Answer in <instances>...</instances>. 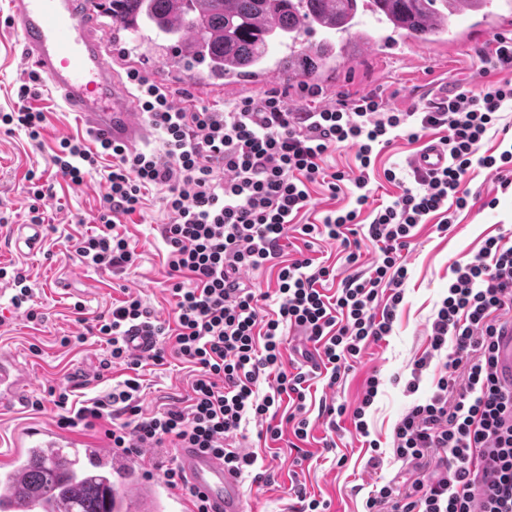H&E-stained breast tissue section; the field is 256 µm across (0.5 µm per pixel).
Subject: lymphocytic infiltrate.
I'll return each instance as SVG.
<instances>
[{"instance_id":"obj_1","label":"lymphocytic infiltrate","mask_w":512,"mask_h":512,"mask_svg":"<svg viewBox=\"0 0 512 512\" xmlns=\"http://www.w3.org/2000/svg\"><path fill=\"white\" fill-rule=\"evenodd\" d=\"M478 57L487 81L407 112L389 108L376 90L340 91L325 104L321 89L311 88L313 103L304 110L289 108L285 87L221 107L196 103L189 95L178 103L169 86L127 69L126 83L142 118L159 134L160 147L134 150L104 138L91 147L71 137L60 141L51 161L57 174L79 186L101 173V159H112L111 171L103 173L106 192L92 218L95 228L75 244L81 262L90 266L121 272L135 266L136 250L117 226L121 216L143 208L151 190L162 191L171 216L161 234L168 275L175 280L173 347L155 348L147 357L129 348L126 337L136 325H147L157 336L166 331L134 295L97 316L94 329L111 362L130 369L147 360L164 364L170 353L191 364L193 394L187 407L146 416L137 403L142 384L135 377L77 404L62 389L53 395L59 426L90 427L104 420L112 447L130 453L160 449L155 468L170 488L187 492L191 512L209 509L189 489L174 449L199 448L237 474L253 473L257 456L237 438L241 423L254 420L264 425L266 437L280 439V427L269 419L284 398L290 403L287 423L297 439H305L307 392L318 371L327 370V384L335 386L347 361L390 334L408 273L404 252L415 228L435 215L439 231L450 228L455 210L469 205L463 182L472 166L499 174L501 188H512V148L479 152L501 112L512 108V78L489 77L512 71V35H493ZM44 84L38 71L26 72L15 109L0 114L1 124L23 130L36 146L45 114L29 101ZM437 129L445 132L440 144L448 153L446 166L414 172V187L369 207L368 171L380 148L397 137L417 140ZM342 146L354 149L357 176L328 171V156ZM345 181L352 206L328 211L318 224L298 223L312 184L335 193ZM365 212L371 217L367 237L378 254L366 272L345 279L336 293L321 287L332 275L329 267L308 257L283 260L284 243L295 232L314 242H340L347 263L356 264L359 253L351 239ZM262 268L277 271L278 308L266 314L260 304L271 295L257 293L244 279ZM451 272L428 330L430 350L414 361L405 390L416 393L428 372L432 387L393 431L395 459L419 475L402 486L391 480L375 487L364 512H512V389L497 377L498 337L512 320V239L488 237L472 256L454 262ZM288 329L313 343L318 363L283 370ZM441 351L445 361L434 364ZM270 368L277 371L275 386L263 396L259 381Z\"/></svg>"}]
</instances>
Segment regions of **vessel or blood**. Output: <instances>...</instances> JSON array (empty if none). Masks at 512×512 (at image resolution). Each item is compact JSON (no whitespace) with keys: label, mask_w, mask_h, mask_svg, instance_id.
Here are the masks:
<instances>
[{"label":"vessel or blood","mask_w":512,"mask_h":512,"mask_svg":"<svg viewBox=\"0 0 512 512\" xmlns=\"http://www.w3.org/2000/svg\"><path fill=\"white\" fill-rule=\"evenodd\" d=\"M95 0H11V22L19 36L24 62L44 74L68 111L108 139L128 145L142 141L147 124L135 114L132 94L108 61L104 37L94 23ZM415 167L434 170L448 161L432 143L412 158ZM498 377L512 387V324L499 338ZM21 368L15 358L0 355V401L22 399ZM178 460L190 486L203 495L210 512H246L240 479L222 459L197 448H182ZM134 455L109 447L76 449L73 468L98 474H128L137 465ZM40 497L20 500L14 488L0 485V512H47Z\"/></svg>","instance_id":"1"}]
</instances>
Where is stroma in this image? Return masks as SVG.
I'll list each match as a JSON object with an SVG mask.
<instances>
[{"label": "stroma", "instance_id": "35a3bbf8", "mask_svg": "<svg viewBox=\"0 0 512 512\" xmlns=\"http://www.w3.org/2000/svg\"><path fill=\"white\" fill-rule=\"evenodd\" d=\"M9 2L0 0V113L11 111L12 86L26 67L18 41L6 23ZM491 9L498 16L493 25L478 26L473 18L462 17L444 44L409 36L395 37L389 43L385 31H374L370 46L355 47L350 59L325 72L317 85L330 98L340 90L378 88L390 107L401 111L410 110L419 97L438 86L452 92L471 88L483 79L476 50L495 34L512 33V8L505 6L504 0H493ZM135 44V35L127 32L111 49L130 57L149 79L188 92L199 103L220 106L235 99V92L223 84L201 80L198 71L180 66L173 51L162 47L142 52ZM32 105L46 115L41 146H32L24 132L9 133L0 126V215L8 219L0 226V267L18 265L27 269L28 284L43 318L28 321L11 304V286L0 279V353L16 357L29 378L26 396L42 397L43 407L38 411L28 405L0 410V456L25 447L32 431L56 425L59 410L48 396L49 388L71 387L74 400L81 401L111 391L129 375L126 366L119 364L100 371L105 345L98 337L88 336L81 344H64V337L76 335L80 329L75 304H83L86 318L92 319L108 313L113 304L133 293L140 295L162 321L171 320L174 306L165 265L167 247L160 235L162 224L170 217L162 207L160 191L149 194L142 212L124 219L123 229L139 253L134 270L115 273L81 263L71 240L87 232L86 222L99 209L105 185L95 178L76 186L54 173L51 155L59 141L85 137L86 128L76 113L65 111L53 91L44 92ZM421 147V142L400 137L380 153L370 174V206L388 203L403 187L413 186L409 161ZM388 168L395 169L398 182L385 180L383 172ZM32 171L41 174L45 185L41 207L46 222L39 225L37 246L31 250L21 240L19 228L29 221L31 200L25 188ZM465 186L474 199L458 213L448 231H438L432 220L417 226L406 252L404 300L397 309L391 334L366 346L358 359L342 370L335 387H326L319 378L311 382L310 426L307 438L300 443L309 455L302 479L310 494L328 502V512H363L375 480L386 481L397 475L412 480L417 476L416 471L402 468L394 458L393 430L415 401L406 392L405 383L414 360L428 347L427 327L448 291L450 267L454 261L477 252L486 238L512 235V193L501 191L496 174L473 167ZM494 197L498 205L488 208V200ZM303 250L316 262L333 268L340 280L366 271L377 252L371 242L362 241L358 263L351 266L337 244L322 242L309 249L302 236H291L289 258H298ZM141 374L139 405L143 413L187 406L193 380L187 364L171 357L165 365L145 366ZM373 375L379 378L380 386L366 413L369 437L356 433L350 416L338 418L333 427L319 417L317 407L325 398L354 406ZM259 431V425L253 422L244 429L249 448L258 456L256 472L269 474L272 480L257 484L251 476H243L246 507L248 512H283L293 468L288 447L293 434L287 428L282 439L272 441L260 438ZM328 438L336 443L330 451L323 446ZM371 439L380 445L382 464L377 469L367 465L372 453L367 442ZM159 456L154 448L141 451L140 464L133 472L135 483L155 488L154 512H189L185 494L152 476Z\"/></svg>", "mask_w": 512, "mask_h": 512}]
</instances>
